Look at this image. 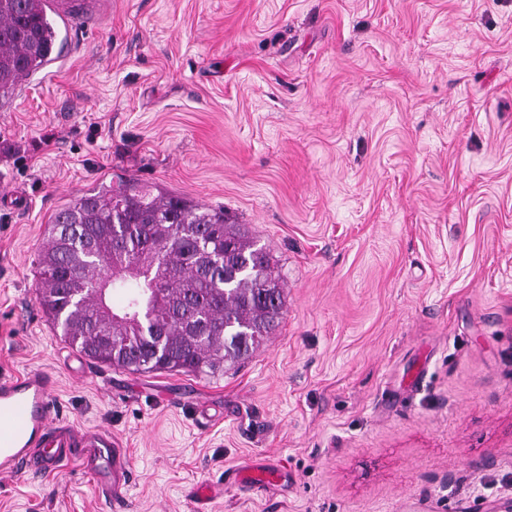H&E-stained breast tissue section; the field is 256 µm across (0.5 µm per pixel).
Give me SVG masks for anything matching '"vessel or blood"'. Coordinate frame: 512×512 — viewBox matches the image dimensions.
<instances>
[{
  "mask_svg": "<svg viewBox=\"0 0 512 512\" xmlns=\"http://www.w3.org/2000/svg\"><path fill=\"white\" fill-rule=\"evenodd\" d=\"M73 466L97 474L101 484L115 489L129 482L131 467L125 449L107 433L75 436L58 417L49 378L40 372L0 379V476L25 469L50 473ZM273 469L253 466L235 470L243 486L271 482Z\"/></svg>",
  "mask_w": 512,
  "mask_h": 512,
  "instance_id": "vessel-or-blood-1",
  "label": "vessel or blood"
}]
</instances>
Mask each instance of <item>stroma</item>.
<instances>
[{
  "label": "stroma",
  "instance_id": "obj_1",
  "mask_svg": "<svg viewBox=\"0 0 512 512\" xmlns=\"http://www.w3.org/2000/svg\"><path fill=\"white\" fill-rule=\"evenodd\" d=\"M57 62L0 99V375L110 432L0 512H503L512 500V0H55ZM132 177L223 209L285 277L223 372L86 358L43 311L52 215ZM268 461L278 482L233 483ZM220 493L198 503L192 487Z\"/></svg>",
  "mask_w": 512,
  "mask_h": 512
}]
</instances>
